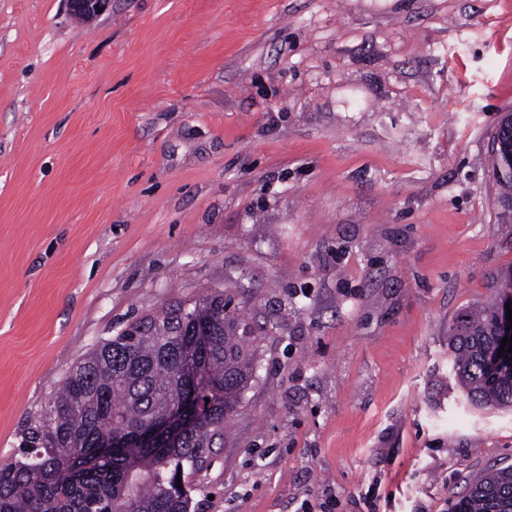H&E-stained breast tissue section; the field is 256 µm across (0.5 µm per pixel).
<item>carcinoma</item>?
Listing matches in <instances>:
<instances>
[{"instance_id":"1","label":"carcinoma","mask_w":512,"mask_h":512,"mask_svg":"<svg viewBox=\"0 0 512 512\" xmlns=\"http://www.w3.org/2000/svg\"><path fill=\"white\" fill-rule=\"evenodd\" d=\"M500 197L512 200L507 159L492 160ZM500 299L461 313L452 363L477 407L512 408V372L487 369ZM250 328L207 294L147 315L100 341L60 381L0 460V512H190L178 472L196 470L256 378ZM202 407L198 428L138 442L172 406ZM449 512H512V467L482 472Z\"/></svg>"}]
</instances>
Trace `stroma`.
I'll list each match as a JSON object with an SVG mask.
<instances>
[{
	"label": "stroma",
	"instance_id": "1",
	"mask_svg": "<svg viewBox=\"0 0 512 512\" xmlns=\"http://www.w3.org/2000/svg\"><path fill=\"white\" fill-rule=\"evenodd\" d=\"M512 0H0V459L99 341L214 292L259 379L194 512H448L512 465L456 317L512 279Z\"/></svg>",
	"mask_w": 512,
	"mask_h": 512
}]
</instances>
